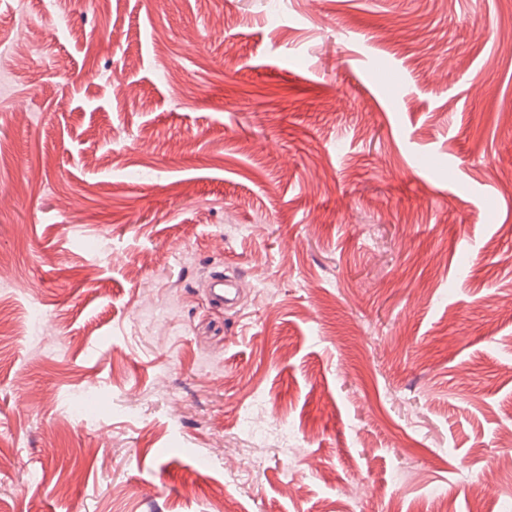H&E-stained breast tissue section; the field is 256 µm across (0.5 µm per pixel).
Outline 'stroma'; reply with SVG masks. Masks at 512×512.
Masks as SVG:
<instances>
[{
    "mask_svg": "<svg viewBox=\"0 0 512 512\" xmlns=\"http://www.w3.org/2000/svg\"><path fill=\"white\" fill-rule=\"evenodd\" d=\"M268 2L0 0V512L512 502V0Z\"/></svg>",
    "mask_w": 512,
    "mask_h": 512,
    "instance_id": "obj_1",
    "label": "stroma"
}]
</instances>
